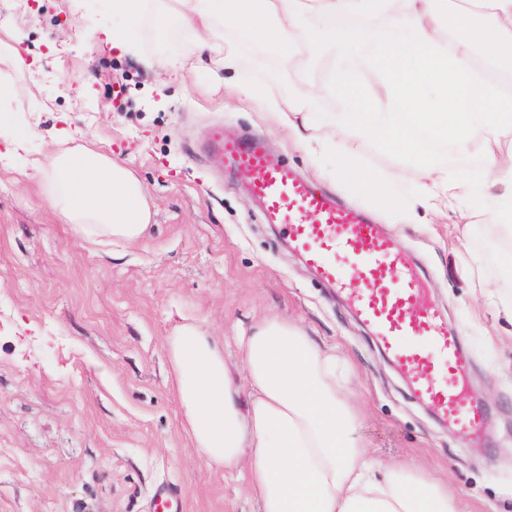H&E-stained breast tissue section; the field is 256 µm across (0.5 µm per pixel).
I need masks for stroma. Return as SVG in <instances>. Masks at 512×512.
I'll use <instances>...</instances> for the list:
<instances>
[{"label":"stroma","mask_w":512,"mask_h":512,"mask_svg":"<svg viewBox=\"0 0 512 512\" xmlns=\"http://www.w3.org/2000/svg\"><path fill=\"white\" fill-rule=\"evenodd\" d=\"M169 6L146 0L129 19L107 0H0V38L18 41L33 65L28 74L0 63L12 107L0 132H35L33 150L44 153L68 116L83 144L135 172L151 206L140 239L92 241L22 161H0V512H162L154 492L165 484L179 489L183 512H255L245 477L199 456L168 339L196 323L223 345L245 391L238 339L267 318L347 358L369 453L447 482L463 512H512V232L493 217L492 196L398 221L382 190L409 195L419 161L388 149L395 132L349 143L377 192L343 184L336 155L313 158L241 101L242 84L292 90L276 51L228 29L242 66L224 85L206 59L182 77L163 67L186 41ZM112 27L137 54L103 45ZM216 120L263 134L274 157L362 209L415 259L449 330L463 336L467 390L488 417L482 441L455 436L413 398L347 301L263 222L242 176L201 152Z\"/></svg>","instance_id":"35a3bbf8"}]
</instances>
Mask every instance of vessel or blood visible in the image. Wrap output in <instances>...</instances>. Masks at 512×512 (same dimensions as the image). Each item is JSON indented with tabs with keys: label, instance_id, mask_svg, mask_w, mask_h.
I'll use <instances>...</instances> for the list:
<instances>
[{
	"label": "vessel or blood",
	"instance_id": "obj_1",
	"mask_svg": "<svg viewBox=\"0 0 512 512\" xmlns=\"http://www.w3.org/2000/svg\"><path fill=\"white\" fill-rule=\"evenodd\" d=\"M209 153L242 173L263 220L279 225L317 279L346 296L376 341L403 371L415 396L461 437L477 432L484 410L464 389L461 339L431 303L414 264L363 212L269 158L262 139H243L215 124Z\"/></svg>",
	"mask_w": 512,
	"mask_h": 512
}]
</instances>
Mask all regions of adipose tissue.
I'll list each match as a JSON object with an SVG mask.
<instances>
[{"mask_svg":"<svg viewBox=\"0 0 512 512\" xmlns=\"http://www.w3.org/2000/svg\"><path fill=\"white\" fill-rule=\"evenodd\" d=\"M173 16L196 52L218 68L235 70L238 54L223 48L225 28L277 48L289 69L299 46L326 60V90L341 103L336 122L319 114V97L301 86L288 95L241 86L275 120L306 144L335 152L355 189L374 178L337 146L335 129L356 135L375 122L407 127L395 139L398 157L416 154L419 136L451 142L461 155L483 152V182L420 167L411 197L393 200L414 219L417 206L437 209L497 189L496 218L512 222V152L493 149L512 132V0H174ZM388 16L402 39L364 49L344 17ZM464 22L465 38L447 40L444 17ZM30 139H6L0 158L25 157L32 178L47 187L51 205L89 238L139 239L151 221L140 181L111 157L60 130L57 148L31 155ZM177 398L196 448L226 468L249 463L256 512H460L446 485L403 465L370 456L356 436V414L336 378L335 353L321 350L303 330L270 318L247 336L242 368L252 391L240 398L223 350L196 325L179 327L168 341Z\"/></svg>","mask_w":512,"mask_h":512,"instance_id":"ef3b65f1","label":"adipose tissue"}]
</instances>
